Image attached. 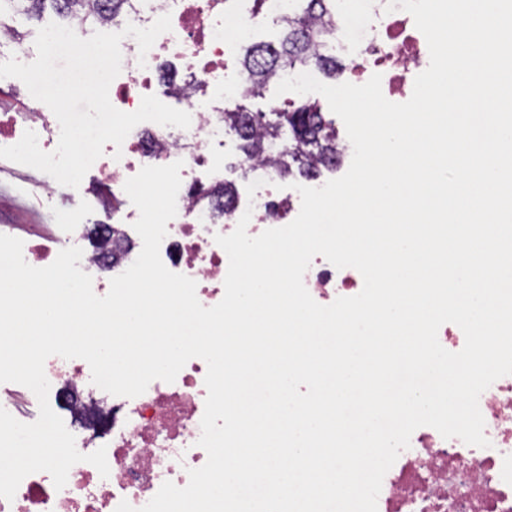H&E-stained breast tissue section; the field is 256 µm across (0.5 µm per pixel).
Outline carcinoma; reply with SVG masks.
Here are the masks:
<instances>
[{"label":"carcinoma","instance_id":"carcinoma-1","mask_svg":"<svg viewBox=\"0 0 512 512\" xmlns=\"http://www.w3.org/2000/svg\"><path fill=\"white\" fill-rule=\"evenodd\" d=\"M304 7L295 10L293 19L285 27L279 45L255 44L247 50L243 68L254 74L253 85L248 93L256 95L267 85L270 73L311 63L329 75H336V58L320 54L313 44L311 32L322 14L329 9L332 0H300ZM52 9L59 17L76 15L83 23L97 24L101 13L86 0H0V13L11 10L30 20L41 18L46 9ZM274 118L265 112H228L240 141V150L246 158L267 153L282 157L280 174L293 172L304 179L319 174L313 163L322 159L328 163L336 159V129L328 126L316 104L305 101L290 111L271 109ZM208 195L215 205L229 211L235 202L236 186L226 182L211 189Z\"/></svg>","mask_w":512,"mask_h":512}]
</instances>
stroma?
<instances>
[{
  "mask_svg": "<svg viewBox=\"0 0 512 512\" xmlns=\"http://www.w3.org/2000/svg\"><path fill=\"white\" fill-rule=\"evenodd\" d=\"M50 175L0 159V225L18 224L36 234L51 233L55 225L79 223L85 229L106 223L96 204L103 193L96 169H89L79 188L48 192Z\"/></svg>",
  "mask_w": 512,
  "mask_h": 512,
  "instance_id": "stroma-1",
  "label": "stroma"
}]
</instances>
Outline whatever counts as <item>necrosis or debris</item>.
<instances>
[{
	"label": "necrosis or debris",
	"instance_id": "obj_1",
	"mask_svg": "<svg viewBox=\"0 0 512 512\" xmlns=\"http://www.w3.org/2000/svg\"><path fill=\"white\" fill-rule=\"evenodd\" d=\"M387 0H334V27L320 44L322 50L348 64L346 82L362 84L373 74L382 76V92L395 103L407 101L415 77L429 65L428 45L406 11H386ZM294 0H265L255 9L252 0H126L113 31L132 24L146 28L170 15L172 29L161 34L147 55H140L135 38L121 41L120 74L109 88L111 103L124 112L136 111L143 96L164 85L167 97L189 112V128L143 122L132 129L121 146L120 158L98 165L106 194L101 205L138 218L124 190L126 180L145 166L182 162L177 214L167 224L160 247L164 265L194 279L196 295L206 307L224 296L228 256L216 235L234 231L243 213H250V236L291 223L301 207L299 193L284 187L273 168L250 161L251 177L262 180L255 195L238 189L234 208L215 210L206 188L223 183L214 155L227 143L228 125L223 100L209 99L212 91L241 97L248 78L242 69H229V59L253 43L262 17L287 23ZM38 138L60 134L49 107L33 112L0 114V147L16 144L25 131ZM127 238L125 225L114 224L97 250L83 253L80 268L93 274L102 257H109L113 274L124 272L137 258L134 248H116ZM76 224L57 225L44 239H25L23 257L35 267L50 265L65 248L78 245ZM304 284L319 304L357 295L363 287L353 268L339 269L315 256ZM50 383L49 402L74 435L77 449L89 454L106 448L110 469L101 477L86 462L69 471L63 489H56L49 473L35 472L21 482L13 500L0 498V512H116L120 502L139 508L147 504L163 482L186 486L189 470L202 467L206 451L199 446L207 389V365L191 359L176 380L153 381L134 398L111 395L91 381L85 360L49 357L44 365ZM485 421L487 448L461 439L443 438L429 426L416 429L408 449L386 473L377 499V512H512V375L495 381L479 397Z\"/></svg>",
	"mask_w": 512,
	"mask_h": 512
}]
</instances>
